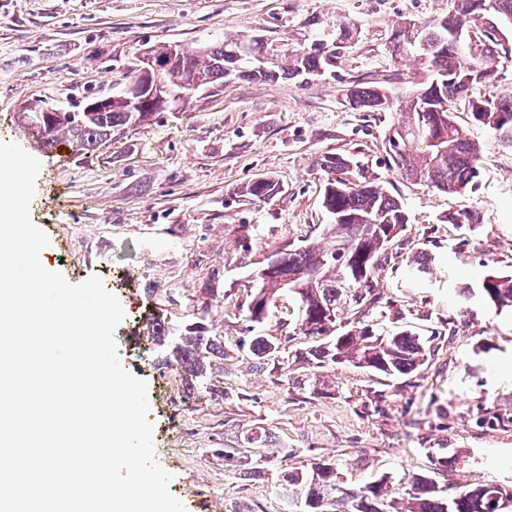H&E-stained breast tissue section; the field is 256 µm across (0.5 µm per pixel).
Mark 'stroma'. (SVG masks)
Returning <instances> with one entry per match:
<instances>
[{
    "label": "stroma",
    "mask_w": 512,
    "mask_h": 512,
    "mask_svg": "<svg viewBox=\"0 0 512 512\" xmlns=\"http://www.w3.org/2000/svg\"><path fill=\"white\" fill-rule=\"evenodd\" d=\"M447 12L448 0H0V143L42 163L30 207L49 237L42 265L74 284L98 276L125 313L115 336L153 318L182 327L202 317L224 338V358L209 371L212 393L196 399L182 370L157 366L144 339L119 353L148 385L156 458L187 512H300L271 481L240 476L225 460L223 449L257 426L274 444L244 454L266 456L273 474L325 460L357 485L389 476L388 494L398 498L441 452L452 485L512 481V313L457 294L492 272L512 273V132L459 112L481 149V176L451 198L387 169L385 136L404 120L402 108L362 112L346 99L357 81H383L398 103L426 82L416 61L392 55L391 36ZM339 22L356 24L359 36L323 77H230L92 154L44 152L19 119L29 105L73 111L83 96L110 93L147 47L195 50L262 35L301 48ZM357 151L409 217L369 282L379 326L441 342L425 366L396 381L294 362L286 385L279 365L253 366L251 337H288L282 355L292 359L309 340L291 299L262 326L245 320L260 286L251 272L286 245L323 240L332 218L318 161ZM264 174L283 194L257 206L237 201L235 190ZM463 211L476 223L446 222ZM416 248L433 277L411 278ZM212 288L225 292L224 304L210 305Z\"/></svg>",
    "instance_id": "35a3bbf8"
}]
</instances>
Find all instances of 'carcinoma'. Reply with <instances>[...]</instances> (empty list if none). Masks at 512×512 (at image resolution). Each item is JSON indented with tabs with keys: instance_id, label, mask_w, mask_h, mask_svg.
<instances>
[{
	"instance_id": "obj_1",
	"label": "carcinoma",
	"mask_w": 512,
	"mask_h": 512,
	"mask_svg": "<svg viewBox=\"0 0 512 512\" xmlns=\"http://www.w3.org/2000/svg\"><path fill=\"white\" fill-rule=\"evenodd\" d=\"M473 0H448V14L417 28L408 26L393 34L392 52L398 56L412 53L419 57L421 69L431 75L421 89L412 91L406 100L407 121L400 125L406 138L400 144L386 138L387 166L401 178L430 183L452 197L473 186L480 174L481 150L456 120L457 104H468L473 121L494 130H512V96L507 99H472L471 84L453 76L466 71L464 48L449 43L448 16L453 22L473 29L482 46L474 65L482 78L495 73L500 47L497 32L482 27L471 9ZM357 34L354 24H338L336 30L316 32L317 40L328 42V50L305 48L283 55L290 65L261 66L270 43L255 36L226 38L211 44L174 65L177 81L206 89L234 73L256 80H275L284 75L302 83L335 66L337 55ZM349 105L363 112H388L394 101L380 85L357 84L347 93ZM163 110V103L148 97L134 109L114 105L104 112L24 113L27 129L33 123L45 127L41 136L45 148L52 149L65 141L76 155L96 151L112 141V134L125 128L144 124ZM425 148H420L419 144ZM319 168L327 176L323 207L333 216L331 242L311 243L291 249L282 248L270 254L276 269L265 273L259 268L255 276L261 283L247 304L245 318L264 324L277 301L286 296L303 307L301 329L314 345L296 355L307 365L327 368L349 364L384 375H409L423 367L434 355L436 338L426 340L408 330L379 332L368 321L376 299L365 300L355 287L368 283L378 267L379 255L392 245L383 230L385 225L407 223L399 201L376 182L367 164L350 156L327 154L319 160ZM282 193L280 184L269 176L253 179L237 190L236 196L251 204L265 203ZM349 244L355 252L345 260L336 259L337 246ZM481 297L498 310L512 311V274L492 273L485 276L478 288ZM365 305L360 311L355 331L336 333V320L329 317L351 303ZM150 342L165 350L157 364L177 365L190 376L187 397L205 389L207 371L214 360L224 359V339L213 336L206 324L195 322L177 331L154 319L147 327ZM283 342L274 336H255L249 345L253 366L261 369L275 359L271 346ZM250 448L272 446L267 430L256 427L243 437ZM448 476V457L435 459L432 471L410 480L406 492L409 506L397 510L395 502L386 497L388 477L382 476L363 487L347 488L340 468L334 463L314 462L310 469L282 470L275 482L280 495L294 498L303 505V512H512V483L491 481L474 488L457 487L451 494L439 484Z\"/></svg>"
}]
</instances>
